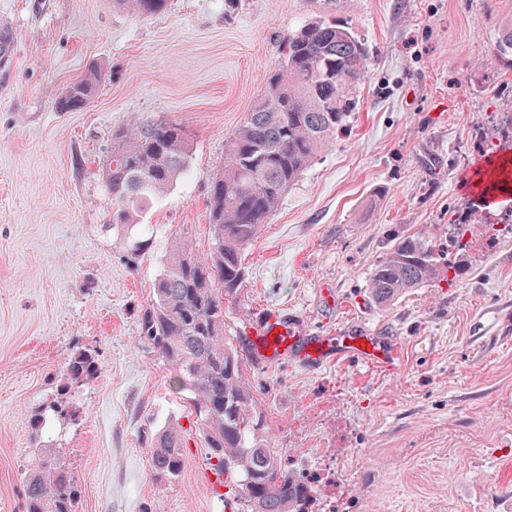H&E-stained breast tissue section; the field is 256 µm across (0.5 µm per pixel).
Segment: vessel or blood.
I'll use <instances>...</instances> for the list:
<instances>
[{"label":"vessel or blood","instance_id":"b4317fda","mask_svg":"<svg viewBox=\"0 0 512 512\" xmlns=\"http://www.w3.org/2000/svg\"><path fill=\"white\" fill-rule=\"evenodd\" d=\"M512 179V167L501 160L491 159L479 163L477 171L467 180L469 191L481 190L491 181ZM252 333L251 355L260 362L273 363L290 359L303 364L319 365L328 357L350 355L366 364L390 367L389 356L374 337L365 334L341 336H314L301 323L269 313L259 319Z\"/></svg>","mask_w":512,"mask_h":512}]
</instances>
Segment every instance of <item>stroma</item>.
<instances>
[{
    "label": "stroma",
    "mask_w": 512,
    "mask_h": 512,
    "mask_svg": "<svg viewBox=\"0 0 512 512\" xmlns=\"http://www.w3.org/2000/svg\"><path fill=\"white\" fill-rule=\"evenodd\" d=\"M323 0H171L150 18L112 0H0L14 41L0 69V512H24L37 448L74 475L77 512H237L208 460L171 368L139 337L174 236L211 248L207 189L224 144L260 98L288 35ZM368 72L349 130L288 188L242 262L232 334L268 311L312 333L376 337L392 368L344 357L319 366L247 361L244 372L283 461L314 478L335 512H512V201L456 181L512 151V56L498 51L512 0H349ZM98 66L89 107L55 95ZM183 124L187 171L136 219L110 224L102 164L116 131ZM497 224L450 253L465 274L372 302L376 260L404 231ZM152 246L135 265L126 237ZM79 349L97 370L65 379ZM65 393L74 416L33 431ZM177 428L180 476H151L145 440ZM60 397H56V399L49 403V405H46L44 407L43 405L35 408L33 413L31 414V418L33 420V423L36 427V432L39 431V429L42 426L43 420L45 418V414L47 411L53 412L54 415L57 417H61L63 419L70 418L72 416V412L70 407L68 406V402L64 399H66L65 393H58Z\"/></svg>",
    "instance_id": "1"
}]
</instances>
